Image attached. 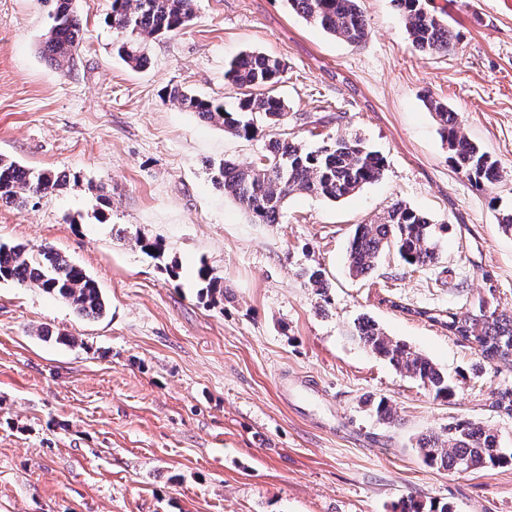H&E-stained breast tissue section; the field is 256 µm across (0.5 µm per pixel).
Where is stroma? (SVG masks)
I'll use <instances>...</instances> for the list:
<instances>
[{"label":"stroma","mask_w":512,"mask_h":512,"mask_svg":"<svg viewBox=\"0 0 512 512\" xmlns=\"http://www.w3.org/2000/svg\"><path fill=\"white\" fill-rule=\"evenodd\" d=\"M112 0H75L80 47L67 72L41 54L51 0H0V157L74 182L22 207L0 203V243L52 246L97 282V319L34 286L0 281V512H397L403 497L455 512H512V467H427L422 434L482 422L512 448L491 394L512 384L470 344L412 316L491 297L512 312V0H432L458 36L417 52L394 0H362L350 44L284 0H197L179 33L134 69L112 52ZM281 59L284 128L309 148L359 135L382 177L337 202L292 195L255 224L215 185L213 162H255L234 137L163 97L167 85L232 106L226 62ZM498 160V183L454 169L427 98ZM396 201L447 225L423 271L394 254L350 276L356 225ZM160 239L164 261L136 246ZM175 263L169 275L165 263ZM224 279L200 296L197 270ZM322 268L328 297L307 283ZM405 311L394 309V302ZM431 358L455 385L438 402L354 338L359 315ZM387 398L397 420L369 415Z\"/></svg>","instance_id":"35a3bbf8"}]
</instances>
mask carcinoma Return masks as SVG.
I'll return each instance as SVG.
<instances>
[{"label":"carcinoma","mask_w":512,"mask_h":512,"mask_svg":"<svg viewBox=\"0 0 512 512\" xmlns=\"http://www.w3.org/2000/svg\"><path fill=\"white\" fill-rule=\"evenodd\" d=\"M288 8L309 25L351 44L368 35L361 0H285ZM415 50L422 54H446L457 42L448 23L426 7V0H393ZM194 16V0H112L110 26L123 34L113 51L132 68L147 62L144 46L150 39L179 33ZM52 24L43 42V55L62 69L79 48L81 19L73 0H54ZM285 63L272 55L248 52L234 57L225 67L224 79L240 88H266V93H246L232 109L224 102L203 99L178 84L165 87V97L197 113L206 123L224 128L236 137L252 140L265 134V154L254 164L240 165L222 159L211 164L214 183L233 197L257 224H277L288 198L297 193L336 201L383 175V157L356 136H338L316 149L275 133L288 120L287 106L269 91L283 79ZM442 139L448 144L455 170L481 187L500 179V166L486 151L460 131L459 114L448 104L430 98ZM67 184V176L50 170L32 171L15 161L0 158V202L23 206L29 198L47 195ZM136 244L151 258L163 261L165 246L160 239L136 238ZM393 249L401 261L417 271L438 258L436 225L396 201L381 216L356 226L350 242L348 262L355 277L366 276L384 252ZM302 276L320 296H327L329 282L323 271L306 269ZM200 296H224V281L212 268L198 270ZM0 280L34 285L69 303L82 316L100 318L106 304L96 281L83 269L49 246L33 250L26 245L0 244ZM391 306L426 319L458 340L475 346L496 370L512 371V313L497 311L487 300L448 310ZM354 337L369 352L387 361L397 371L426 389L434 399L449 401L455 389L445 374L427 356L413 351L379 328L374 320L357 319ZM382 421L397 420L396 410L381 398L366 401ZM491 406L512 415V388L492 393ZM422 462L431 468L457 474L476 469L512 466V451L502 446L500 435L475 420L452 423L418 440Z\"/></svg>","instance_id":"1"}]
</instances>
